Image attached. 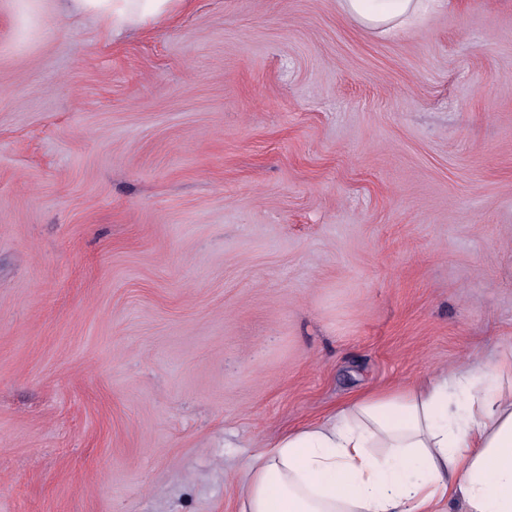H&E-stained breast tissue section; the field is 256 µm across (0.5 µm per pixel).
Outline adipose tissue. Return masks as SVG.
I'll use <instances>...</instances> for the list:
<instances>
[{
    "label": "adipose tissue",
    "mask_w": 512,
    "mask_h": 512,
    "mask_svg": "<svg viewBox=\"0 0 512 512\" xmlns=\"http://www.w3.org/2000/svg\"><path fill=\"white\" fill-rule=\"evenodd\" d=\"M112 36L186 0H67ZM446 0H340L357 24L395 34ZM239 512H512V355L410 386L362 391L266 444Z\"/></svg>",
    "instance_id": "adipose-tissue-1"
}]
</instances>
